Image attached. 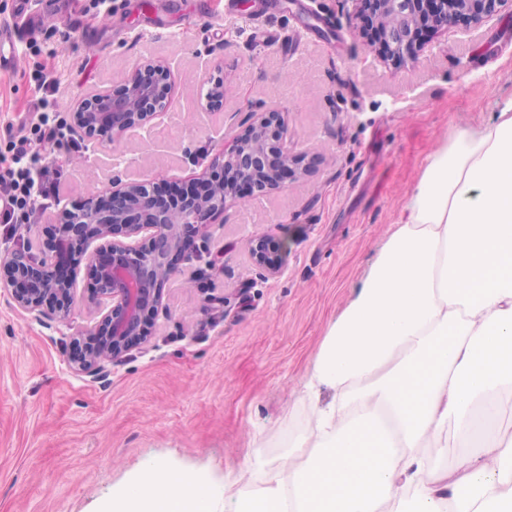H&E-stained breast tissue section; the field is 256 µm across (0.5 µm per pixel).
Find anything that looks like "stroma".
Listing matches in <instances>:
<instances>
[{
  "label": "stroma",
  "mask_w": 512,
  "mask_h": 512,
  "mask_svg": "<svg viewBox=\"0 0 512 512\" xmlns=\"http://www.w3.org/2000/svg\"><path fill=\"white\" fill-rule=\"evenodd\" d=\"M0 0V26L20 12L40 24L0 72V155L34 117V75L60 80L62 120L142 58L169 62L172 105L146 136L99 145L72 131L35 149L60 196L16 217L0 254L42 258L43 228L94 191L144 178L187 182L202 155L230 147L253 114L280 106L292 152L310 171L230 204L167 286L148 342L102 377L67 364L69 338L90 322L91 287L76 263L67 322L34 316L0 292V512H109L152 464L223 484L257 448L280 454L307 420L300 391L330 325L368 274L412 185L451 128L476 127L512 103V8L425 33L415 60L367 47L350 0ZM224 78V106L202 107ZM285 242L282 269L255 266L251 241ZM196 287H185L187 278Z\"/></svg>",
  "instance_id": "35a3bbf8"
}]
</instances>
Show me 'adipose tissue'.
Wrapping results in <instances>:
<instances>
[{"label": "adipose tissue", "mask_w": 512, "mask_h": 512, "mask_svg": "<svg viewBox=\"0 0 512 512\" xmlns=\"http://www.w3.org/2000/svg\"><path fill=\"white\" fill-rule=\"evenodd\" d=\"M301 400L258 482L154 465L112 512H512V105L428 157Z\"/></svg>", "instance_id": "adipose-tissue-1"}]
</instances>
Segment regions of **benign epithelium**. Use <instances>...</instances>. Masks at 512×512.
<instances>
[{"instance_id":"7a95c632","label":"benign epithelium","mask_w":512,"mask_h":512,"mask_svg":"<svg viewBox=\"0 0 512 512\" xmlns=\"http://www.w3.org/2000/svg\"><path fill=\"white\" fill-rule=\"evenodd\" d=\"M512 0H353L355 18L368 45L401 63L416 57L419 37L450 24L468 27L493 16ZM205 108L224 106V81L207 79ZM171 68L161 60L136 63L110 89L85 96L72 122L90 139L115 142L150 133L154 120L171 106ZM219 173L192 183L146 178L105 189L64 210L62 222L43 230L40 260L24 251L0 256V288L15 307L40 314L48 308L65 321L76 299L72 257L87 256L92 288L83 303L86 328L70 338L69 368L99 377L107 365L148 340L163 305L166 285L197 251L203 228L231 201L263 195L285 179L308 172L306 156L286 144L282 113H258L235 137L232 148L215 156ZM252 263L274 275L282 268L283 246L267 237L252 241Z\"/></svg>"}]
</instances>
